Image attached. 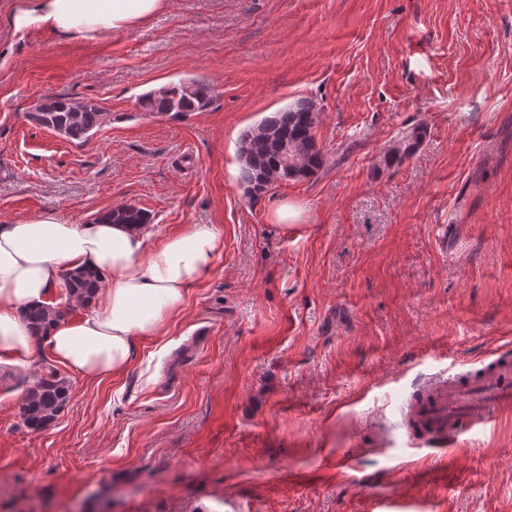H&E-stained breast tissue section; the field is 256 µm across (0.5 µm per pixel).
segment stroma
<instances>
[{"label":"stroma","instance_id":"stroma-1","mask_svg":"<svg viewBox=\"0 0 512 512\" xmlns=\"http://www.w3.org/2000/svg\"><path fill=\"white\" fill-rule=\"evenodd\" d=\"M187 76L205 111L139 108ZM60 95L106 112L88 141L27 119ZM299 100L323 167L249 198L241 133ZM129 204L223 247L123 375L41 341L38 369L0 373V512H512V408L442 462L403 426L512 340V0H169L94 42L0 25V224ZM51 365L69 401L32 432L19 405ZM422 137V129L415 128L411 133L406 134L399 140V142L389 148L385 154L384 158L388 162L393 161H402L405 158L410 157L416 150L417 145L420 142Z\"/></svg>","mask_w":512,"mask_h":512}]
</instances>
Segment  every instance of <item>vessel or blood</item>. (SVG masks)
I'll use <instances>...</instances> for the list:
<instances>
[{"mask_svg":"<svg viewBox=\"0 0 512 512\" xmlns=\"http://www.w3.org/2000/svg\"><path fill=\"white\" fill-rule=\"evenodd\" d=\"M512 406V361L496 357L468 381L439 379L414 401L407 429L425 435L433 447L445 446L464 428L485 423L504 407Z\"/></svg>","mask_w":512,"mask_h":512,"instance_id":"b4317fda","label":"vessel or blood"}]
</instances>
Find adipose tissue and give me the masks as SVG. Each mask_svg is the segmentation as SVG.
Returning <instances> with one entry per match:
<instances>
[{
	"instance_id": "1",
	"label": "adipose tissue",
	"mask_w": 512,
	"mask_h": 512,
	"mask_svg": "<svg viewBox=\"0 0 512 512\" xmlns=\"http://www.w3.org/2000/svg\"><path fill=\"white\" fill-rule=\"evenodd\" d=\"M167 0H14L13 33L50 32L94 41L144 24ZM222 245L215 227L192 224L159 235L149 225L68 224L55 214L0 224V364L29 362L33 336L23 318L50 305L63 275L96 270L100 286L77 320L47 338L51 358L90 381L127 371L142 336L159 335L208 273Z\"/></svg>"
}]
</instances>
